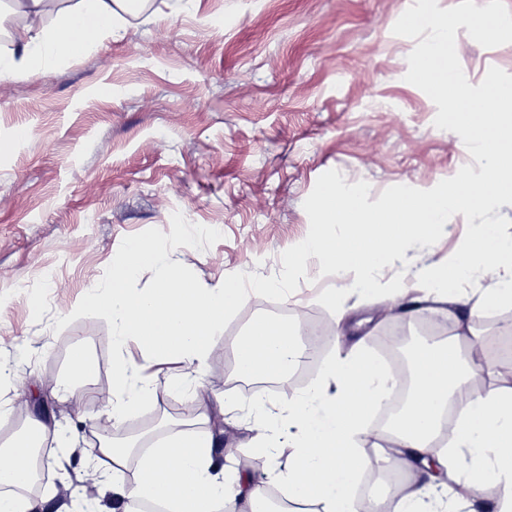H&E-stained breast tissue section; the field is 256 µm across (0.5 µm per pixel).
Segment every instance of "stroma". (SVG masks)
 <instances>
[{"label":"stroma","mask_w":512,"mask_h":512,"mask_svg":"<svg viewBox=\"0 0 512 512\" xmlns=\"http://www.w3.org/2000/svg\"><path fill=\"white\" fill-rule=\"evenodd\" d=\"M413 2L142 0L120 36L96 52L39 78L0 83V404L11 409L0 418V438L24 428L45 403L69 435L53 443L45 483L24 496L52 499L66 488V512H113L111 493L86 465L99 420L148 446L178 431H203L197 417L213 394L229 399L225 481L242 467L260 491L274 489L290 451H253L255 397L284 431L287 397L308 391L354 341L375 349L392 325L406 329L413 346L456 334L488 342L512 329V310L479 311L492 277L478 278L460 303L417 282L419 271L461 244L467 223L460 213L438 243L409 247L378 277L385 284L403 273L407 297L419 303L409 316L389 298L353 293L337 318L317 302L336 278L320 276L319 259L308 258V279L284 306L343 336L327 346L307 383L286 390L234 383V342L273 306L254 294L219 335L195 394L167 391L186 368L158 360L148 373L157 401L117 419L107 321L81 317L54 329L56 317L101 279L125 236L170 233L173 212L223 234L213 246L171 253L202 285L235 272L267 277L282 272L281 253L306 237L303 202L322 173L338 170L349 185L367 181L374 201L393 185L432 188L471 163L461 138L434 126L432 100L404 79L415 42L392 28ZM457 54L471 85L493 66L512 74V44L482 47L463 26ZM21 127L28 136L18 141ZM80 336L102 371L77 405L55 396L49 381L60 378Z\"/></svg>","instance_id":"obj_1"}]
</instances>
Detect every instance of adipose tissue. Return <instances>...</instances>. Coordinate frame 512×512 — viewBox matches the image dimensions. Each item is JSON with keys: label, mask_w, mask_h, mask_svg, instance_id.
Segmentation results:
<instances>
[{"label": "adipose tissue", "mask_w": 512, "mask_h": 512, "mask_svg": "<svg viewBox=\"0 0 512 512\" xmlns=\"http://www.w3.org/2000/svg\"><path fill=\"white\" fill-rule=\"evenodd\" d=\"M25 21L10 35V52L0 54V81L27 78L64 59L88 55L100 43L116 37L128 12L127 0H74L57 7L56 0H13ZM84 28H77V21ZM295 330L286 324L256 322L235 344L238 376L259 378L287 374L298 362ZM414 386L396 436L402 467L429 482L409 491L391 512H425V499L448 491L454 473L450 463L460 453L470 460V477L461 483L459 497L473 500L479 512H512V378L492 373L486 349L478 339L422 344L410 356ZM488 374L478 388L474 380ZM337 385L336 395L322 400L320 387L288 400V435L262 441L266 454L292 451V464L282 480L293 499L312 501L317 512H367L353 494L359 466V438L386 391V370L369 351L354 347L326 368ZM112 389L124 397L123 410L155 401L156 388L142 368L118 359L112 363ZM458 395L459 416L444 428L448 398ZM225 399L209 397L199 416L213 424L208 433L184 431L154 444L143 454L133 475H126L133 445L104 443L92 464L117 479L116 493L135 502L152 496L172 505L175 512H260L262 493L253 490L236 497L211 473L214 458L224 448ZM51 419H38L27 430L0 444V512H47L46 501L19 495L29 477L28 449L33 441L56 438Z\"/></svg>", "instance_id": "obj_1"}]
</instances>
